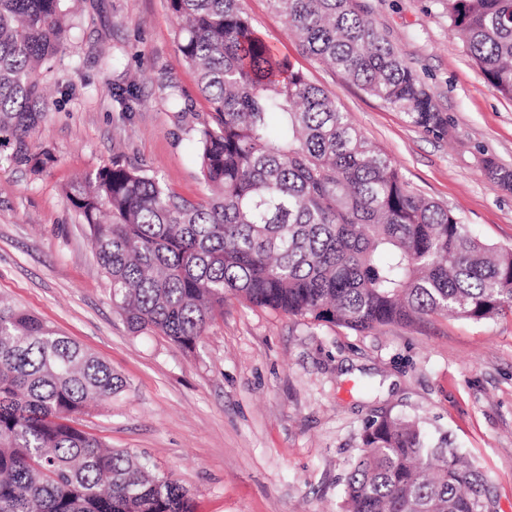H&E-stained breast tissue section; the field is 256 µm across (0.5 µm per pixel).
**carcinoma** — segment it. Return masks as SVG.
<instances>
[{"label":"carcinoma","mask_w":512,"mask_h":512,"mask_svg":"<svg viewBox=\"0 0 512 512\" xmlns=\"http://www.w3.org/2000/svg\"><path fill=\"white\" fill-rule=\"evenodd\" d=\"M68 0H0V135L39 172L26 143L46 107L45 66L70 31ZM302 52L342 71L415 126L445 132L432 94L357 0H270ZM175 38L209 112L195 156L215 190L179 196L114 162L68 185L112 304L134 332L184 350L233 297L365 331L428 316H512V246L481 241L414 193L387 154L259 37L242 0H170ZM448 20L487 83L512 98V0H448ZM512 191V170L483 161ZM124 381L94 353L0 301V512H191L187 491L145 455L110 448L79 416ZM486 479L419 423L366 426L343 512H487Z\"/></svg>","instance_id":"carcinoma-1"}]
</instances>
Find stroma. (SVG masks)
Wrapping results in <instances>:
<instances>
[{
    "label": "stroma",
    "instance_id": "obj_1",
    "mask_svg": "<svg viewBox=\"0 0 512 512\" xmlns=\"http://www.w3.org/2000/svg\"><path fill=\"white\" fill-rule=\"evenodd\" d=\"M433 95L446 133L304 54L270 0H243L255 31L394 160L418 195L483 241L512 245V192L482 168L512 169V99L493 90L448 24L446 0H357ZM73 37L47 76L48 110L27 133L42 172L0 164V298L112 367L123 392L83 428L148 455L193 512H342V478L365 424L403 415L447 432L487 478L489 512H512V317H427L358 332L230 299L196 350L131 332L85 224L65 198L112 161L156 173L190 199L209 194L191 141L207 102L175 39L169 0H71ZM133 88L130 109L117 95ZM189 104L182 112L169 94ZM484 171L488 181L495 187L512 191V170L499 166L492 158L483 161Z\"/></svg>",
    "mask_w": 512,
    "mask_h": 512
}]
</instances>
